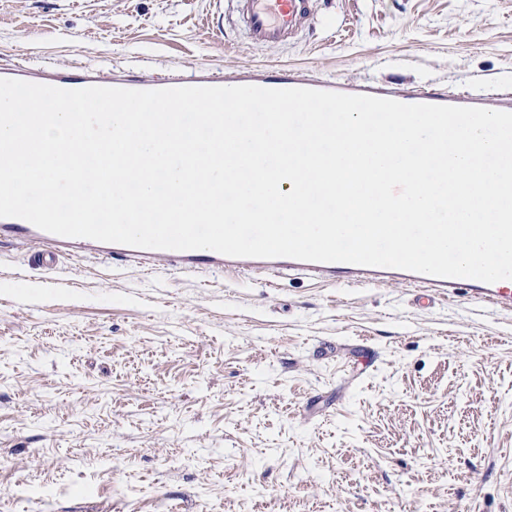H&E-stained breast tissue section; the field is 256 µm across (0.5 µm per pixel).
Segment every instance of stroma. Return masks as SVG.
Returning a JSON list of instances; mask_svg holds the SVG:
<instances>
[{
    "label": "stroma",
    "instance_id": "35a3bbf8",
    "mask_svg": "<svg viewBox=\"0 0 512 512\" xmlns=\"http://www.w3.org/2000/svg\"><path fill=\"white\" fill-rule=\"evenodd\" d=\"M512 80V0H320L254 49L212 0H0V64ZM0 246V512H512V315L413 289Z\"/></svg>",
    "mask_w": 512,
    "mask_h": 512
}]
</instances>
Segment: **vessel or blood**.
Wrapping results in <instances>:
<instances>
[{
  "mask_svg": "<svg viewBox=\"0 0 512 512\" xmlns=\"http://www.w3.org/2000/svg\"><path fill=\"white\" fill-rule=\"evenodd\" d=\"M228 12L234 15L251 46L282 47L299 40L313 28L317 18V0H227ZM0 78L18 79L63 89H81L89 86L115 87L131 90H154L179 86H237L255 85L271 89L310 88L344 94L372 95L407 104L425 103L464 107H494L512 112L508 97L488 102L480 93L463 92L448 96L446 91L434 88H400L380 81L351 83L341 79L311 74H300L288 69L265 66H246L220 76L210 68L193 72L174 71L164 75L126 70H115L102 75L98 70L72 64L61 68L21 58L13 64L0 67ZM29 247L32 258L43 270H54L60 259L91 257L103 263L113 261L150 274L158 266L175 274L193 275L206 272L221 275L233 272L243 276L282 274L299 275L318 283H343L349 286L400 284L417 289V299L429 303L439 297L466 296L469 300L493 309L512 313V280L487 284L468 278H441L408 270L388 267H370L350 263L307 262L293 258H238L218 252L199 249L174 251L142 249L118 243H103L86 238H67L45 232L20 218H0V245Z\"/></svg>",
  "mask_w": 512,
  "mask_h": 512,
  "instance_id": "1",
  "label": "vessel or blood"
}]
</instances>
